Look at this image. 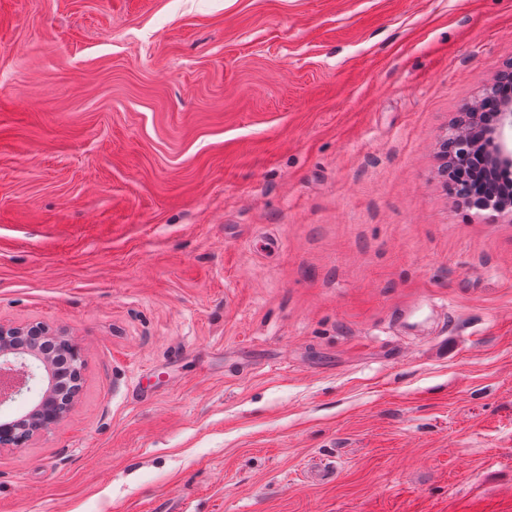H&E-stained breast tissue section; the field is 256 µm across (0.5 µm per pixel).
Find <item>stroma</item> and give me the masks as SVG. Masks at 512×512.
<instances>
[{
	"label": "stroma",
	"instance_id": "obj_1",
	"mask_svg": "<svg viewBox=\"0 0 512 512\" xmlns=\"http://www.w3.org/2000/svg\"><path fill=\"white\" fill-rule=\"evenodd\" d=\"M511 69L512 0H0V325L82 364L0 512H512V211L439 174Z\"/></svg>",
	"mask_w": 512,
	"mask_h": 512
}]
</instances>
